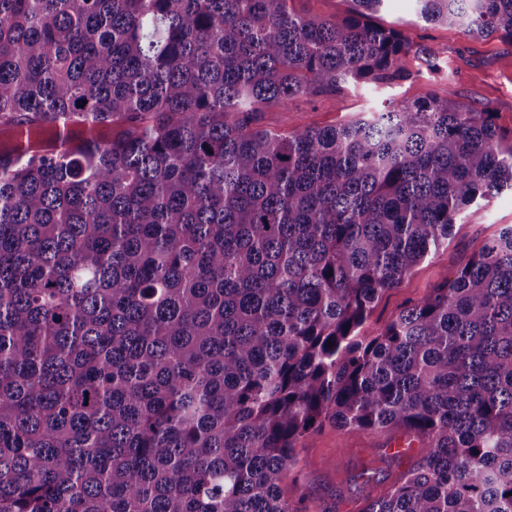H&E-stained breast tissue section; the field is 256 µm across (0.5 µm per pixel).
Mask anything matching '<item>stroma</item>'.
I'll use <instances>...</instances> for the list:
<instances>
[{"label":"stroma","instance_id":"obj_1","mask_svg":"<svg viewBox=\"0 0 512 512\" xmlns=\"http://www.w3.org/2000/svg\"><path fill=\"white\" fill-rule=\"evenodd\" d=\"M374 21L433 49L435 64L414 61L410 76L388 87L349 85L333 95L294 98L262 113L259 126L286 133L302 125H333L386 109L405 97L433 93L474 106L492 104L498 127L512 136V42L424 23L415 14L414 0H384ZM510 224L511 191L471 206L447 246L380 296L363 325L364 334L375 335L430 288L452 279L473 245L494 238ZM296 452V475L285 482L283 492L291 500L306 499L311 512H365L369 501L385 495L421 458L418 440L405 430L348 432L330 424L301 440Z\"/></svg>","mask_w":512,"mask_h":512}]
</instances>
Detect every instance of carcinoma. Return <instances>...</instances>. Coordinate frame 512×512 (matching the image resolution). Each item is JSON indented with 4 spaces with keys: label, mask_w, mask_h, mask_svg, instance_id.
Returning <instances> with one entry per match:
<instances>
[{
    "label": "carcinoma",
    "mask_w": 512,
    "mask_h": 512,
    "mask_svg": "<svg viewBox=\"0 0 512 512\" xmlns=\"http://www.w3.org/2000/svg\"><path fill=\"white\" fill-rule=\"evenodd\" d=\"M292 2L0 0V512H307L281 484L327 423L421 443L365 512H512V226L362 333L512 141L435 94L255 126L431 57L383 0ZM416 3L512 42V0ZM351 6L348 0H295L293 3L296 11L330 20L346 16Z\"/></svg>",
    "instance_id": "cac0c4a2"
}]
</instances>
